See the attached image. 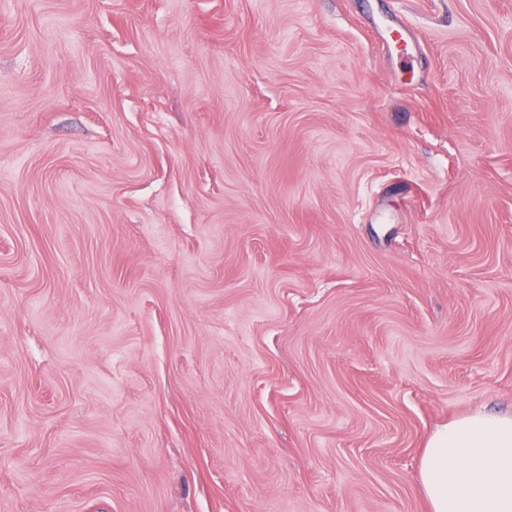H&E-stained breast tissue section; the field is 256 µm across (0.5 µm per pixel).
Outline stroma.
<instances>
[{"mask_svg": "<svg viewBox=\"0 0 512 512\" xmlns=\"http://www.w3.org/2000/svg\"><path fill=\"white\" fill-rule=\"evenodd\" d=\"M481 409L512 0H0V512H426Z\"/></svg>", "mask_w": 512, "mask_h": 512, "instance_id": "1", "label": "stroma"}]
</instances>
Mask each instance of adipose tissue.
I'll return each mask as SVG.
<instances>
[{"instance_id": "obj_1", "label": "adipose tissue", "mask_w": 512, "mask_h": 512, "mask_svg": "<svg viewBox=\"0 0 512 512\" xmlns=\"http://www.w3.org/2000/svg\"><path fill=\"white\" fill-rule=\"evenodd\" d=\"M420 482L428 512H512V415L478 411L437 429Z\"/></svg>"}]
</instances>
